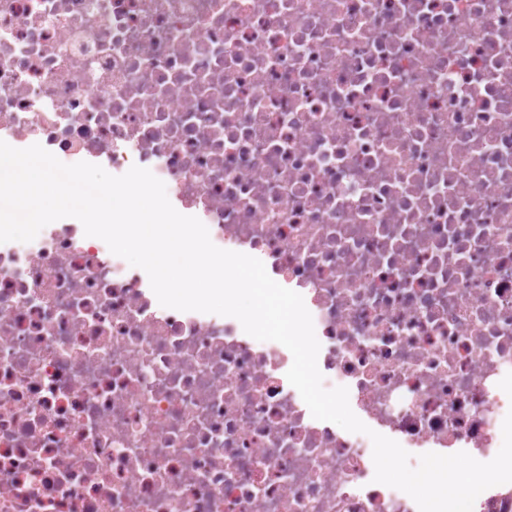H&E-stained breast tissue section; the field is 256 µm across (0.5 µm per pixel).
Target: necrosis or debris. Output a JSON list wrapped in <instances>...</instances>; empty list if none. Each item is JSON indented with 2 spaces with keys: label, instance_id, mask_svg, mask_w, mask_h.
Here are the masks:
<instances>
[{
  "label": "necrosis or debris",
  "instance_id": "obj_1",
  "mask_svg": "<svg viewBox=\"0 0 512 512\" xmlns=\"http://www.w3.org/2000/svg\"><path fill=\"white\" fill-rule=\"evenodd\" d=\"M0 140L149 169L303 297L370 431L498 453L512 0H0ZM292 360L82 224L0 244V512H418Z\"/></svg>",
  "mask_w": 512,
  "mask_h": 512
}]
</instances>
